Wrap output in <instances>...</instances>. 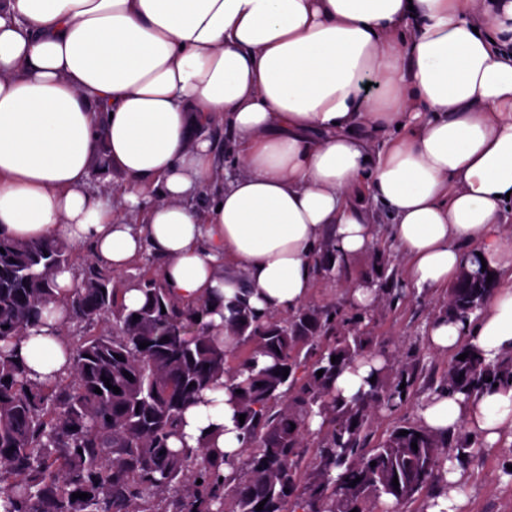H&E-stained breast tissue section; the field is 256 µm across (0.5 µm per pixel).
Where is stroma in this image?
I'll list each match as a JSON object with an SVG mask.
<instances>
[{
  "label": "stroma",
  "instance_id": "35a3bbf8",
  "mask_svg": "<svg viewBox=\"0 0 512 512\" xmlns=\"http://www.w3.org/2000/svg\"><path fill=\"white\" fill-rule=\"evenodd\" d=\"M385 255L391 260L389 272L401 288L402 296L394 304H382L368 311L365 324L372 338L371 349L419 360L422 377L407 405L394 412L384 408L376 412L367 430L366 444L371 448L377 447L394 427L419 422V410L429 392V384L439 380L448 368L450 356L434 353L426 343L429 325L443 315L448 291L420 289L410 282L407 268L396 251L389 222L384 219L376 226L373 248L349 260L335 275L317 276L308 300L312 306L332 304L344 314H352L347 283L365 281L381 286L378 268ZM511 459L512 438L505 436L497 447L486 449L482 457L463 466V486L468 499L466 512H512V478L502 473L503 466Z\"/></svg>",
  "mask_w": 512,
  "mask_h": 512
}]
</instances>
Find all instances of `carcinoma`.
Listing matches in <instances>:
<instances>
[{"label":"carcinoma","instance_id":"cac0c4a2","mask_svg":"<svg viewBox=\"0 0 512 512\" xmlns=\"http://www.w3.org/2000/svg\"><path fill=\"white\" fill-rule=\"evenodd\" d=\"M108 170L100 140L92 181ZM0 248V512H256L261 502V512H377L383 496L408 499L441 481L446 449L466 462L482 451L463 428L442 436L420 423L365 447L377 408L392 412L409 400L418 365L394 356L368 391L349 402L337 397L336 376L370 352L360 315L344 317L334 305L266 315L239 295L223 304L224 333L235 344L228 351L204 322L213 313L210 301L185 303L171 294L152 255L137 273L120 274L90 253L75 265L72 249L58 239L0 235ZM75 266L79 287L64 299L67 322L60 326L71 336L70 367L34 381L11 343L41 322L56 299V277ZM130 289L143 296L136 309L124 302ZM490 294L480 281H456L444 316L466 322ZM345 323L352 328L336 332ZM459 353L467 357L453 356L433 391L468 397L495 383L512 386V355L489 361L475 349ZM260 355L271 362L259 363ZM222 377L245 415L244 457L230 476L215 446L217 430L197 449L170 447L183 438L185 406ZM314 417L321 424L307 471ZM76 492L89 497L74 499Z\"/></svg>","mask_w":512,"mask_h":512}]
</instances>
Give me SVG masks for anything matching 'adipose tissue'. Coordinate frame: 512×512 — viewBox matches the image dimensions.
Segmentation results:
<instances>
[{
	"instance_id": "ef3b65f1",
	"label": "adipose tissue",
	"mask_w": 512,
	"mask_h": 512,
	"mask_svg": "<svg viewBox=\"0 0 512 512\" xmlns=\"http://www.w3.org/2000/svg\"><path fill=\"white\" fill-rule=\"evenodd\" d=\"M99 129L117 193L91 183ZM508 210L512 0H0V234L87 245L117 272L148 251L181 300L245 285L283 314L307 303L322 237L355 257L383 214L416 287L479 255L501 275L472 323L440 318L426 336L493 360L512 353ZM65 320L52 305L17 343L32 378L68 369ZM384 364L359 359L337 394L367 391ZM203 397L183 445L217 427L239 457L229 389ZM420 417L492 447L512 431V388L432 393Z\"/></svg>"
}]
</instances>
